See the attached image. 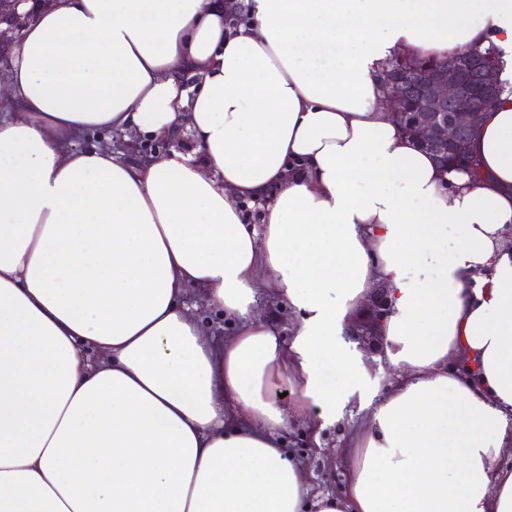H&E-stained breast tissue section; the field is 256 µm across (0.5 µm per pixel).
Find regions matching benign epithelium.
I'll return each instance as SVG.
<instances>
[{
  "label": "benign epithelium",
  "instance_id": "7a95c632",
  "mask_svg": "<svg viewBox=\"0 0 512 512\" xmlns=\"http://www.w3.org/2000/svg\"><path fill=\"white\" fill-rule=\"evenodd\" d=\"M27 0H0V43L22 29L33 10L19 12ZM497 62L492 54L464 52L453 57L446 69L423 72L398 66L384 74L388 88L386 105L401 118L410 98L419 110L408 130L443 166L477 134L487 111L497 98Z\"/></svg>",
  "mask_w": 512,
  "mask_h": 512
}]
</instances>
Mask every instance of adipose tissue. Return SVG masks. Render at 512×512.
Masks as SVG:
<instances>
[{
    "label": "adipose tissue",
    "mask_w": 512,
    "mask_h": 512,
    "mask_svg": "<svg viewBox=\"0 0 512 512\" xmlns=\"http://www.w3.org/2000/svg\"><path fill=\"white\" fill-rule=\"evenodd\" d=\"M246 2L50 0L11 47L0 512H512V0ZM491 45L475 180L402 132L381 73ZM103 129L194 148H77ZM379 294L399 380L316 494L282 437L365 401L349 337Z\"/></svg>",
    "instance_id": "obj_1"
}]
</instances>
